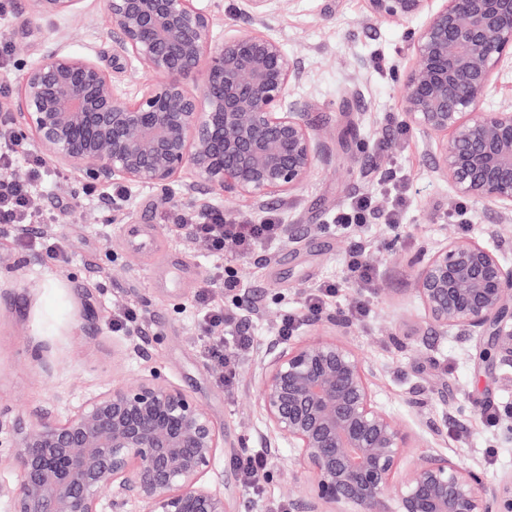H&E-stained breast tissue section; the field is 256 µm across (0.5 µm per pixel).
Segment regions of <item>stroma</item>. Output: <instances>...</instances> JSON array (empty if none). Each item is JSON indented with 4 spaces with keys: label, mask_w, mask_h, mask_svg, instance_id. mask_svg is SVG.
<instances>
[{
    "label": "stroma",
    "mask_w": 512,
    "mask_h": 512,
    "mask_svg": "<svg viewBox=\"0 0 512 512\" xmlns=\"http://www.w3.org/2000/svg\"><path fill=\"white\" fill-rule=\"evenodd\" d=\"M11 10V19L0 21V40L10 45L0 56V106L11 107L22 65L55 40L112 69L128 98L138 95L144 74L134 66L112 67L101 0H84L82 14L72 19L29 20L27 0H12ZM413 29L372 21L366 0H295L275 17L271 32L301 63L296 93L310 100L315 123L351 133L348 145L330 141L327 166L292 198L187 196L177 184L166 190L141 185L129 187L117 215L107 199L109 186L86 195L85 183L68 168L47 163L32 205L54 220L33 230L58 241L65 258L51 260L0 233V411L27 417L48 407L63 421L112 385L137 384L154 366L223 426L224 449L206 481L223 492L231 512H268L275 501L295 504L304 480L292 471L296 450L288 443L270 449L272 475L258 492L241 481L237 458L261 447L267 432L257 402V355L245 356L236 383L225 387L223 368L200 352L197 297L207 291L226 305L250 301V325L261 344L275 339L280 317L300 310L311 289L342 280L347 254L359 250L376 271L370 313L351 320L344 340L368 369L378 407L410 437L399 478L431 452L496 479L512 477V440L495 417L512 406V369H487L472 358L475 340L427 329L412 291L416 255L452 236L487 239L502 246L512 264V220L467 201L465 224L451 221L450 187L433 176L419 133L402 121L399 79L414 62ZM393 183L407 188L397 227L384 219ZM359 194L375 196L380 219L360 228L333 223L336 210ZM206 208L255 222L275 214L287 230L251 254L239 255L228 242L217 256L172 224L177 211ZM130 224L152 236L154 256L131 243L125 233ZM492 226L498 233L491 237ZM218 266L233 271L240 291L213 287ZM121 305L142 311L150 359L113 334L112 310Z\"/></svg>",
    "instance_id": "35a3bbf8"
}]
</instances>
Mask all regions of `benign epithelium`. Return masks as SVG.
I'll list each match as a JSON object with an SVG mask.
<instances>
[{"label": "benign epithelium", "instance_id": "7a95c632", "mask_svg": "<svg viewBox=\"0 0 512 512\" xmlns=\"http://www.w3.org/2000/svg\"><path fill=\"white\" fill-rule=\"evenodd\" d=\"M30 18L77 17L84 0H28ZM112 61L148 76L134 100L86 56L51 45L18 78L14 129L97 184L199 188L260 202L292 196L328 163L311 104L294 97L299 62L270 34L293 0H239L251 27L213 43L197 0H102ZM372 20L416 19L402 111L452 199L512 216V102H481L512 62V0H367ZM413 292L428 327L483 340L488 367L512 365V266L474 237L424 249ZM264 447L286 441L310 483L300 512H512V479L426 454L396 476L408 434L374 402L359 355L334 336L272 341L258 352ZM16 468L11 512H230L205 484L224 431L155 367L65 421L0 413Z\"/></svg>", "mask_w": 512, "mask_h": 512}]
</instances>
